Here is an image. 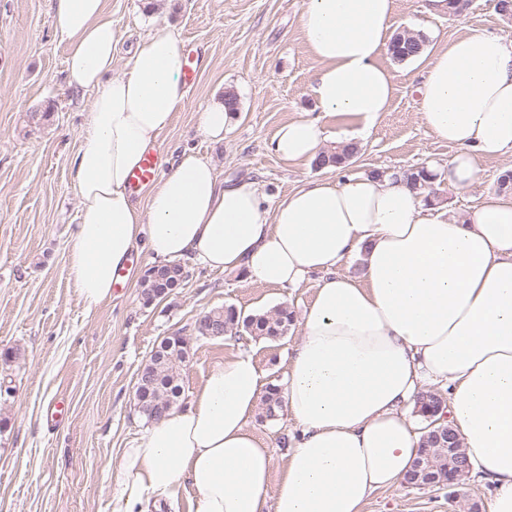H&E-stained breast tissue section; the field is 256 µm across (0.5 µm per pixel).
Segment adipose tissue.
Wrapping results in <instances>:
<instances>
[{
	"mask_svg": "<svg viewBox=\"0 0 512 512\" xmlns=\"http://www.w3.org/2000/svg\"><path fill=\"white\" fill-rule=\"evenodd\" d=\"M51 5L67 81L94 93L71 166L80 208L68 270L85 307L111 298L137 249L243 269L277 288L317 278L282 390L299 438L279 479L250 427L262 374L242 350L124 450L114 512H143L144 500L183 481L197 493L195 512H363L417 456L422 435L408 409L426 384L447 390L446 421L493 486L487 512H512V201L490 195L466 217L444 218L403 174L340 169L273 202L186 154L139 207L129 177L185 100L178 40L142 38L116 76L106 0ZM394 10L395 0L303 3L302 38L319 64L310 93L358 137L394 96L381 61ZM416 92L427 131L457 149L438 174L449 186H467L477 159L512 157V42L477 30L451 40ZM324 140L317 121L296 119L271 144L282 159L306 162ZM356 256L361 277L341 273Z\"/></svg>",
	"mask_w": 512,
	"mask_h": 512,
	"instance_id": "1",
	"label": "adipose tissue"
}]
</instances>
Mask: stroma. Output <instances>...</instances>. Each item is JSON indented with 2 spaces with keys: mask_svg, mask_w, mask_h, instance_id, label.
Instances as JSON below:
<instances>
[{
  "mask_svg": "<svg viewBox=\"0 0 512 512\" xmlns=\"http://www.w3.org/2000/svg\"><path fill=\"white\" fill-rule=\"evenodd\" d=\"M303 2L108 0L118 33L113 75L123 74L136 42L148 34L171 32L181 48L205 51L196 85L157 140L165 167L192 152L214 165L219 180L245 181L275 198L326 176V169L284 161L271 150L278 127L300 118L318 120L327 145L342 139L341 124L310 95L318 64L300 33ZM395 4V30L424 35L428 53L402 63L382 55L395 75L391 109L361 140L352 173L445 164L455 149L428 133L415 93L428 54L471 29L512 41V21L498 14L496 0H473L461 16L431 13L428 0ZM66 56L50 0H0V512H112L122 453L147 428L134 405L152 350L176 332L189 338L182 369L189 397L213 365L241 349L254 355L266 383H283L299 325L277 339L205 340L194 324L224 305L252 314L285 303L302 314L316 282L311 276L296 288H271L186 259L181 286L148 303L140 280L153 261L138 249L123 286L86 309L68 277V240L80 205L70 170L93 94L68 84ZM228 92L237 97L235 120L223 142L214 143L200 132L197 109ZM477 167L466 189L431 184L443 211L468 215L498 192L512 160L481 159ZM251 425L281 470L297 436L289 414L274 421L257 416ZM488 496L472 478L453 500L444 487L403 484L375 494L365 512H466Z\"/></svg>",
  "mask_w": 512,
  "mask_h": 512,
  "instance_id": "1",
  "label": "stroma"
}]
</instances>
